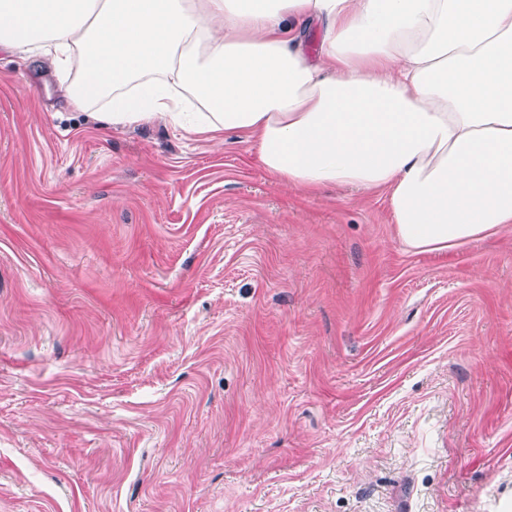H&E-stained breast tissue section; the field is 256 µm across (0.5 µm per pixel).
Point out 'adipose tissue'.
<instances>
[{
	"label": "adipose tissue",
	"instance_id": "1",
	"mask_svg": "<svg viewBox=\"0 0 512 512\" xmlns=\"http://www.w3.org/2000/svg\"><path fill=\"white\" fill-rule=\"evenodd\" d=\"M1 47L112 126L245 132L284 184L386 190L409 250L512 226V0H0Z\"/></svg>",
	"mask_w": 512,
	"mask_h": 512
}]
</instances>
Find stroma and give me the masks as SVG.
Instances as JSON below:
<instances>
[{
	"instance_id": "obj_1",
	"label": "stroma",
	"mask_w": 512,
	"mask_h": 512,
	"mask_svg": "<svg viewBox=\"0 0 512 512\" xmlns=\"http://www.w3.org/2000/svg\"><path fill=\"white\" fill-rule=\"evenodd\" d=\"M58 83L0 50V512H512V228L415 253Z\"/></svg>"
}]
</instances>
